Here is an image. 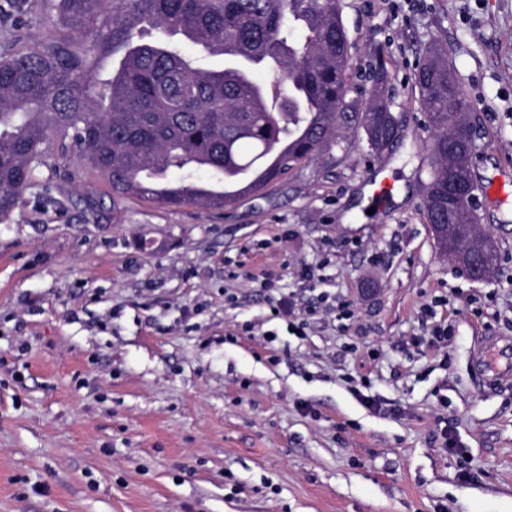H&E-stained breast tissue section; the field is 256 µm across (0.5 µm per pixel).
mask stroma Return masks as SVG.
Returning <instances> with one entry per match:
<instances>
[{
    "label": "stroma",
    "mask_w": 512,
    "mask_h": 512,
    "mask_svg": "<svg viewBox=\"0 0 512 512\" xmlns=\"http://www.w3.org/2000/svg\"><path fill=\"white\" fill-rule=\"evenodd\" d=\"M345 3L352 83L382 48L403 126L382 213L374 156L340 126L221 211L111 203L55 154L0 221V512H512V375L487 385L473 362L480 337L512 339V203L482 212L499 263L471 281L435 244L412 153V74L438 40L481 172L512 158V0ZM56 27L25 0L0 48ZM284 298L316 308L303 333ZM427 307L450 336H428Z\"/></svg>",
    "instance_id": "stroma-1"
}]
</instances>
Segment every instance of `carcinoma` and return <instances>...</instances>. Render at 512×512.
<instances>
[{
    "instance_id": "cac0c4a2",
    "label": "carcinoma",
    "mask_w": 512,
    "mask_h": 512,
    "mask_svg": "<svg viewBox=\"0 0 512 512\" xmlns=\"http://www.w3.org/2000/svg\"><path fill=\"white\" fill-rule=\"evenodd\" d=\"M61 28L0 55V220L20 205L54 151L84 163L112 202L133 195L222 209L199 197L195 175L223 184L261 177L265 188L317 155L354 102L344 0H48ZM224 65H205L210 57ZM379 60L355 121L372 154L394 115ZM432 160L424 212L448 223V174L473 180L477 145L461 139L473 107L447 44L430 42L413 75ZM457 108L448 109V101ZM297 152L272 158L277 140Z\"/></svg>"
}]
</instances>
